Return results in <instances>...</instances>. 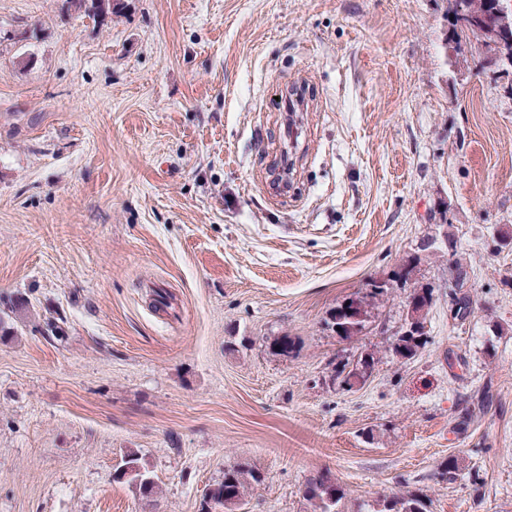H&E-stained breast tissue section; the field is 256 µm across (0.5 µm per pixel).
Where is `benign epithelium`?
<instances>
[{
	"label": "benign epithelium",
	"instance_id": "1",
	"mask_svg": "<svg viewBox=\"0 0 512 512\" xmlns=\"http://www.w3.org/2000/svg\"><path fill=\"white\" fill-rule=\"evenodd\" d=\"M448 53L466 68H491L503 95L512 99V5L484 0L468 8L448 32Z\"/></svg>",
	"mask_w": 512,
	"mask_h": 512
}]
</instances>
